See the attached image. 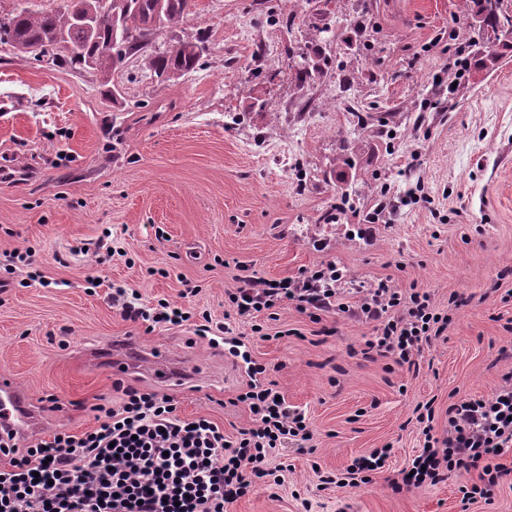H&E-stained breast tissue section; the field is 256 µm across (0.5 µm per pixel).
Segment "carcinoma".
Listing matches in <instances>:
<instances>
[{
  "label": "carcinoma",
  "mask_w": 512,
  "mask_h": 512,
  "mask_svg": "<svg viewBox=\"0 0 512 512\" xmlns=\"http://www.w3.org/2000/svg\"><path fill=\"white\" fill-rule=\"evenodd\" d=\"M501 2L485 0L486 18L512 28V15L502 10ZM191 6V0H67L64 9L54 13H15L7 24L0 23V41L9 42L20 54H31L33 47L40 46L56 64L88 70L104 84L134 55L144 58L155 77L170 79L196 69L208 42L206 32L156 55L147 49L165 29L183 21ZM105 9L121 21L116 35L105 22L92 29L73 23L76 12L98 14ZM322 73V60L306 55L297 66L296 77L304 81Z\"/></svg>",
  "instance_id": "cac0c4a2"
}]
</instances>
